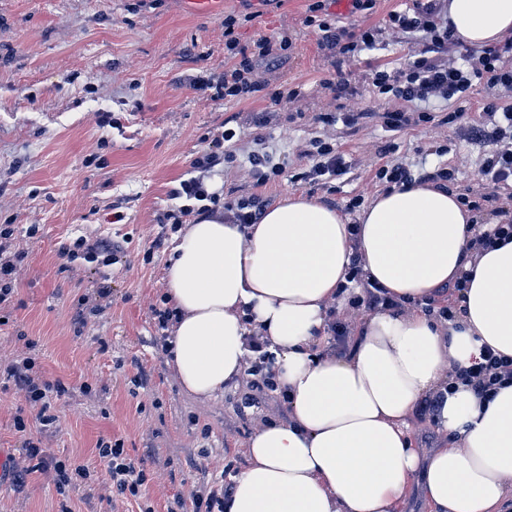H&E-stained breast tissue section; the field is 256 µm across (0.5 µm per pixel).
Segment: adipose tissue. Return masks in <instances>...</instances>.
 Here are the masks:
<instances>
[{"mask_svg":"<svg viewBox=\"0 0 512 512\" xmlns=\"http://www.w3.org/2000/svg\"><path fill=\"white\" fill-rule=\"evenodd\" d=\"M454 35L476 47L512 33V0H448ZM358 231L335 208L292 192L243 228L188 225L167 262L168 340L182 388L202 399L238 379L250 332L262 333L288 419L257 428L225 512H396L414 477L429 512H499L512 488V383L486 400L449 389V372L484 348L512 358V238L471 256L478 218L430 185L378 194ZM409 310L364 316L351 346L319 344L353 253ZM466 276L451 321L415 310ZM447 391L450 440L414 445L407 419Z\"/></svg>","mask_w":512,"mask_h":512,"instance_id":"obj_1","label":"adipose tissue"}]
</instances>
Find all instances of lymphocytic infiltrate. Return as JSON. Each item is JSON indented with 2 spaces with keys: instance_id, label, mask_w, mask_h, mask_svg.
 <instances>
[{
  "instance_id": "f902f5d3",
  "label": "lymphocytic infiltrate",
  "mask_w": 512,
  "mask_h": 512,
  "mask_svg": "<svg viewBox=\"0 0 512 512\" xmlns=\"http://www.w3.org/2000/svg\"><path fill=\"white\" fill-rule=\"evenodd\" d=\"M254 18L251 12L225 13L224 57L229 65L221 74L196 76L193 86L209 93L214 101H264V109L253 113L250 121L252 128L263 131L292 111L302 91L297 86L274 85L258 79L260 67L274 69L290 59L296 37L288 29L280 28L271 35L242 44L239 30ZM304 23L317 32L318 46L324 55L340 63L374 49L386 33L413 40L416 50L403 66L392 69L378 65L370 73L372 86L385 100L381 114L385 127L401 131L426 124L445 125L486 145L479 165L477 190L473 196L464 197L463 202L477 210L483 203L494 201L499 205V214H512V103L500 102L498 98L500 90L512 92V34L493 46L464 47L455 39L448 23V0H409L405 7L390 10L382 24L361 29L329 12L326 0H309ZM479 85L486 94L476 111L461 106L448 113L440 111V104L450 101L460 104ZM243 132L242 126L227 125L205 137V150L192 162L194 176L181 180L173 191L174 197L181 201L180 206L160 214V226L194 224L218 213L229 224H254L271 203L269 197L260 195V188L287 175L292 184H309L331 193L336 189V180L351 170L336 144L317 136L304 151L303 164L293 170L287 162L277 161L269 153L251 154L248 162L253 194L236 197L213 189L205 178L206 172L236 162L234 146ZM396 150V145L391 143L380 149L383 163L377 176L384 189L414 184L444 189L454 181V170L442 160L447 152L445 146L430 142L421 147L422 155H436L441 159L440 164L430 169L415 168L398 160ZM349 278L361 289L353 300L354 306L370 314L404 309V302L388 296L370 282L360 257H352ZM0 380L24 391L30 402L40 404L39 419L43 425L53 423L48 399L53 393L64 394L63 384L42 381L29 360L5 369L0 373ZM461 380L477 395H485L500 382L512 380V359L486 349L482 362L462 373ZM97 450L108 463L113 488L120 494L141 498L146 471L128 455L122 442L102 440Z\"/></svg>"
}]
</instances>
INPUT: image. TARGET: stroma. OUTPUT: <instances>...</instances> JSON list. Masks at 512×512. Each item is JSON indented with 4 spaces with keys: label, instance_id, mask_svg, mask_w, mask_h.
I'll return each instance as SVG.
<instances>
[{
    "label": "stroma",
    "instance_id": "35a3bbf8",
    "mask_svg": "<svg viewBox=\"0 0 512 512\" xmlns=\"http://www.w3.org/2000/svg\"><path fill=\"white\" fill-rule=\"evenodd\" d=\"M306 5L224 0L222 10L198 13L184 0H0V224L16 227L7 251L26 254L15 269L13 301L0 308V369L30 358L44 381L67 389L51 399L56 422L47 428L24 392L0 394V448L22 464L30 439L45 456L90 472L60 491L47 474L31 471L22 483L0 487V512H61L66 505L72 512H138L135 501L113 495L109 468L95 449L101 438L123 440L147 470V498L166 512L173 498L189 503L207 494L222 470L245 469L254 429L288 418L276 391L255 413L239 415V380L213 400L188 396L155 344L153 310L167 293L166 263L177 238L169 232L154 248L157 217L177 207L172 191L202 152L203 134L232 116L249 125L264 107L205 100L191 86L199 70L224 71L225 12L255 13L240 31L245 44L281 27L297 35L277 74L302 86V116L272 126L269 147L293 160L311 138L326 134L352 164L336 193L306 186L303 194L347 211L350 198L378 194L373 165L383 144H398L397 158L410 161L432 139L449 148L455 192L475 186L479 145L445 126L388 132L377 117L383 100L368 74L378 64L406 62L413 42L391 40L346 62L355 90L333 99L320 84L332 64L304 25ZM335 108L374 119L355 133L312 123L313 113ZM254 149L244 135L237 163L215 168L211 183L247 192ZM33 224L39 231L31 236ZM100 235L118 243V252L88 260L59 254L61 241ZM104 281L112 293L100 301ZM140 371L149 382L137 388L131 380ZM18 415L27 419L26 431L15 429Z\"/></svg>",
    "mask_w": 512,
    "mask_h": 512
}]
</instances>
